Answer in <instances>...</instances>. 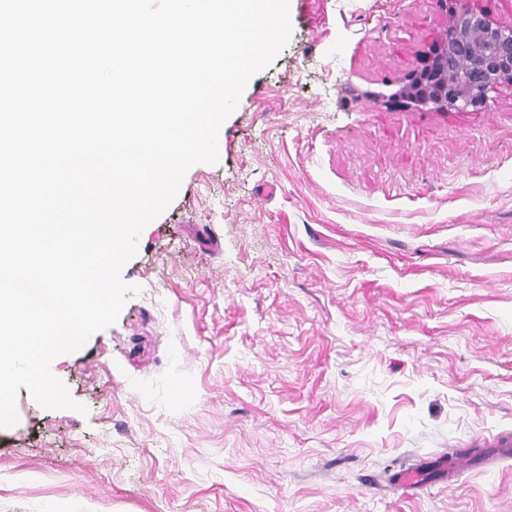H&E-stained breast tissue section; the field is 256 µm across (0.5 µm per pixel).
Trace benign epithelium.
Wrapping results in <instances>:
<instances>
[{
    "mask_svg": "<svg viewBox=\"0 0 512 512\" xmlns=\"http://www.w3.org/2000/svg\"><path fill=\"white\" fill-rule=\"evenodd\" d=\"M450 2L445 23L423 65L401 82L393 99L428 112L479 110L488 93L512 85V26L472 6Z\"/></svg>",
    "mask_w": 512,
    "mask_h": 512,
    "instance_id": "benign-epithelium-1",
    "label": "benign epithelium"
}]
</instances>
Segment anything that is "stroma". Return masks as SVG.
Listing matches in <instances>:
<instances>
[{
    "instance_id": "obj_1",
    "label": "stroma",
    "mask_w": 512,
    "mask_h": 512,
    "mask_svg": "<svg viewBox=\"0 0 512 512\" xmlns=\"http://www.w3.org/2000/svg\"><path fill=\"white\" fill-rule=\"evenodd\" d=\"M286 46L123 267L141 292L20 389L0 512H512V459L406 467L512 433V86L390 95L437 0H289Z\"/></svg>"
}]
</instances>
